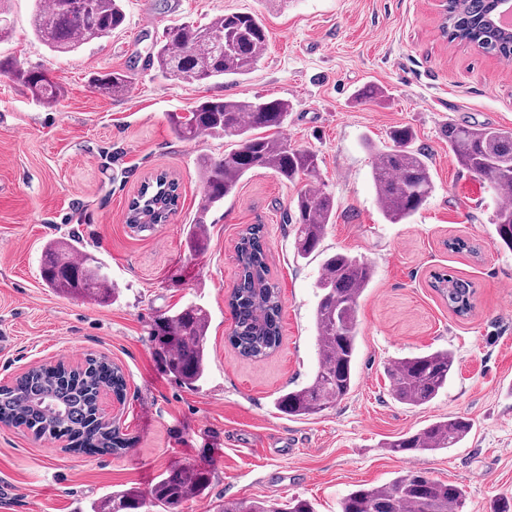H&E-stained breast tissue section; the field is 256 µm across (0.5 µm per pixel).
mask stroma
Segmentation results:
<instances>
[{
  "label": "stroma",
  "instance_id": "obj_1",
  "mask_svg": "<svg viewBox=\"0 0 512 512\" xmlns=\"http://www.w3.org/2000/svg\"><path fill=\"white\" fill-rule=\"evenodd\" d=\"M33 5L0 0L10 23L0 57L45 70L62 93L44 106L17 81L0 80V384L36 365L104 357L126 379L120 433L132 444L119 456L73 453L66 439L0 424V481L12 488L7 512H87L93 500L148 490L183 465L213 479L180 512L297 497L317 512H338L352 490L411 469L463 486L464 512H494L512 498V251L496 242L497 197L457 165L444 136L457 123L512 129V63L446 41L438 0H125L121 29L68 54L35 37ZM230 13L257 14L268 30L252 73L189 83L161 72L153 53L164 29ZM113 71L129 77L118 97L93 86ZM368 85L383 96L357 98ZM258 97L289 102L276 135L316 153L318 174L293 183L265 169L247 174L208 212L207 248L190 251L183 230L204 194L199 160L223 158L231 145L209 136L178 141L168 115L207 98ZM399 126L428 156L435 189L409 223L391 224L371 173L376 149L389 146ZM160 173L176 182L178 206L166 223L134 229L129 203ZM309 187L335 196L339 207L321 253L302 259L287 216ZM251 224L264 227L283 306L281 346L257 362L227 341L235 245ZM455 238L468 249L450 250ZM69 239L105 264L116 290L111 305L43 283L44 244ZM335 252L362 256L375 269L359 300L355 384L335 406L289 417L274 401L311 376L317 282L324 256ZM437 272L473 283L470 314L449 309L432 286ZM188 301L210 314L208 373L196 389L165 372L151 338L156 318ZM438 349L455 355L447 388L421 408L398 403L387 367ZM443 416L470 420L459 447L408 460L388 452L397 436Z\"/></svg>",
  "mask_w": 512,
  "mask_h": 512
}]
</instances>
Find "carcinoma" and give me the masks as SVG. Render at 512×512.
I'll return each instance as SVG.
<instances>
[{
    "label": "carcinoma",
    "instance_id": "obj_1",
    "mask_svg": "<svg viewBox=\"0 0 512 512\" xmlns=\"http://www.w3.org/2000/svg\"><path fill=\"white\" fill-rule=\"evenodd\" d=\"M31 25L35 35L50 50L70 53L81 45L107 36L126 20L122 0H36ZM492 0H450L448 7L455 28L473 33V43L483 54L512 57V40L506 41L492 28L479 23ZM267 29L255 15L245 25L231 29L226 16L201 26L171 27L156 46L158 66L166 74L183 80L206 82L251 73L266 44ZM11 69L37 102L52 106L60 87L43 70H22L10 59L0 58V69ZM103 94H124L128 77L112 72L94 79ZM290 105L283 99L245 101L211 98L192 111L169 116L173 136L191 141L201 135L233 139L236 148L222 159L201 160L205 187L204 203L195 223L189 225L186 242L199 252L207 243L204 216L224 203L239 181L255 169H269L283 180L317 173V156L308 150L288 148L268 135L282 126ZM394 147L379 153L372 182L380 209L392 224H401L417 213L434 191L427 156L410 148L411 130L390 132ZM448 148L463 169L480 177L496 194L512 192V130L493 127L450 126ZM174 181L165 180L164 190L150 183L130 202L129 215L143 216L146 223L171 214L177 207ZM336 199L322 191L304 190L293 201L291 219L298 224L294 241L297 256L306 259L319 252L327 226L336 217ZM498 243L512 250V202L498 204L493 217ZM77 251L74 243L48 241L41 257V276L48 287L63 295L80 296L99 304L112 302V281L95 256ZM238 277L228 306L234 326L229 344L242 357L262 359L281 344L280 293L271 283L264 225L251 224L236 245ZM374 268L366 260L348 253H333L322 263L319 299L314 324L319 340L318 362L310 383L281 393L275 408L291 417L317 414L348 396L354 386L353 365L358 350V300L372 283ZM433 287L448 300L459 316L472 310L475 294L471 281L451 274L433 276ZM209 312L189 303L163 313L154 323L153 342L166 370L179 383L194 388L204 377L209 354L206 333ZM455 370V356L447 350L411 355L395 361L388 376L393 398L404 405L430 404L448 386ZM122 398L126 382L121 370L105 358H89L84 369L69 372L57 367L34 369L0 386V419L18 420L36 436H58L66 429L79 444H88L102 454H120L128 441L96 421L95 403L103 384ZM471 422L462 417L439 418L412 434L387 444L392 453L422 454L458 447L469 435ZM211 484V473L191 466L171 468L160 474L143 492L137 488L114 491L91 502L90 512H147L159 508L175 512L184 502L203 495ZM465 494L461 487L411 471L380 486L362 487L339 503V512H462ZM224 512H316L306 499H290L265 506L249 499L224 504Z\"/></svg>",
    "mask_w": 512,
    "mask_h": 512
}]
</instances>
